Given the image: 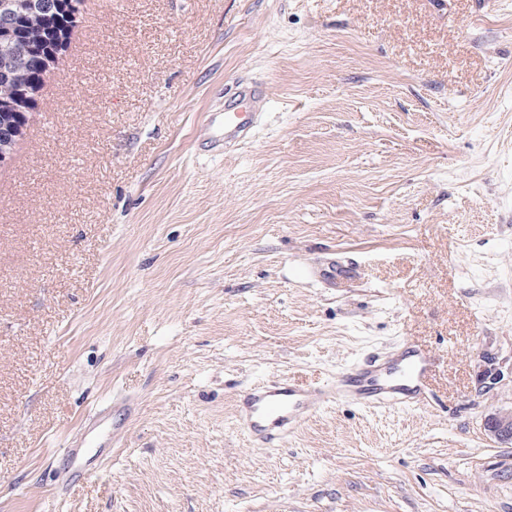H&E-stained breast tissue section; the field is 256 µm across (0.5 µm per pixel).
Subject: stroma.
<instances>
[{"instance_id": "35a3bbf8", "label": "stroma", "mask_w": 512, "mask_h": 512, "mask_svg": "<svg viewBox=\"0 0 512 512\" xmlns=\"http://www.w3.org/2000/svg\"><path fill=\"white\" fill-rule=\"evenodd\" d=\"M402 341L424 407L240 427ZM510 410L512 0H83L0 166V512H512ZM265 87L243 86L238 89V102L235 106L224 108V131L211 142L213 148H221L229 140L241 135L250 125L252 112H241L239 106L245 104L247 109L259 107L266 99ZM356 274V268L352 264L332 265L329 269L314 272V275L326 286L336 288V285H342L350 281ZM491 435L501 443H512V410L492 414L486 420Z\"/></svg>"}]
</instances>
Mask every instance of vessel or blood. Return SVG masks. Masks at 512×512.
Returning <instances> with one entry per match:
<instances>
[{
  "instance_id": "obj_1",
  "label": "vessel or blood",
  "mask_w": 512,
  "mask_h": 512,
  "mask_svg": "<svg viewBox=\"0 0 512 512\" xmlns=\"http://www.w3.org/2000/svg\"><path fill=\"white\" fill-rule=\"evenodd\" d=\"M266 96L265 88L240 87L237 105L224 110V131L213 140V147H222L241 135L250 124L249 110L259 107ZM355 274V268L347 264L318 271L317 276L333 288ZM436 367L429 351L416 344L403 345L385 357L356 363L328 386H303L287 379L254 385L243 394L237 418L255 445L274 448L303 421L339 399L358 402L364 408L424 406L428 380Z\"/></svg>"
}]
</instances>
